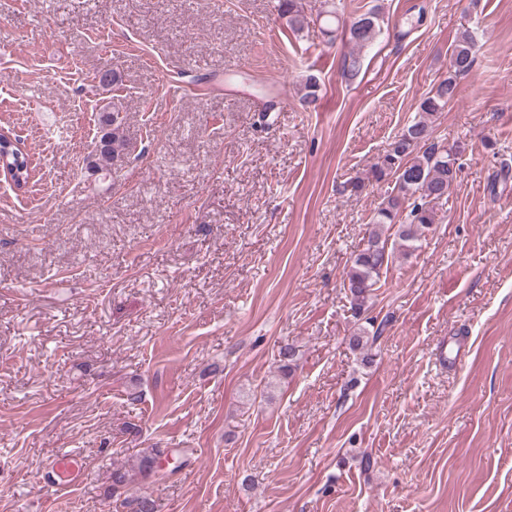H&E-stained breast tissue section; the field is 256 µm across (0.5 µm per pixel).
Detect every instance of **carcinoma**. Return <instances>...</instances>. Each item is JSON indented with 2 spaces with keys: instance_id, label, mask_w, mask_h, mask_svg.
I'll list each match as a JSON object with an SVG mask.
<instances>
[{
  "instance_id": "carcinoma-1",
  "label": "carcinoma",
  "mask_w": 512,
  "mask_h": 512,
  "mask_svg": "<svg viewBox=\"0 0 512 512\" xmlns=\"http://www.w3.org/2000/svg\"><path fill=\"white\" fill-rule=\"evenodd\" d=\"M278 12L281 17L288 19V25L295 31H301L307 25L301 0H278ZM381 31L379 13L374 9L358 15L349 25L341 26L342 36L358 49L376 40ZM476 41L475 31L467 29L461 32L449 56L446 76L420 100L418 118L394 137L389 149L372 166L371 176L375 180L380 181L388 176L395 179V192L374 208L371 228L346 272L344 287L350 295L353 317L358 321L375 286L380 282L383 270L394 258L386 232L396 228L395 235L402 241L401 249L409 252L413 242L435 223L433 203L448 195L456 179L461 149L457 145L446 148L435 142L432 123L433 118L456 97L457 79L472 71ZM117 113L119 110L114 108L100 114L102 135L90 161V166L97 171L110 172L126 156L127 142L120 132L122 122L114 119ZM1 156L4 162L0 168L4 175L18 188L26 186L34 166L21 139L0 133ZM367 323L373 330L357 328L349 338L351 349L367 352L381 336V327L375 326L374 319H367ZM278 362L282 374L288 375L294 371L295 348L291 345L281 347ZM163 454L161 448L145 452L137 464V473L144 479L156 473Z\"/></svg>"
}]
</instances>
